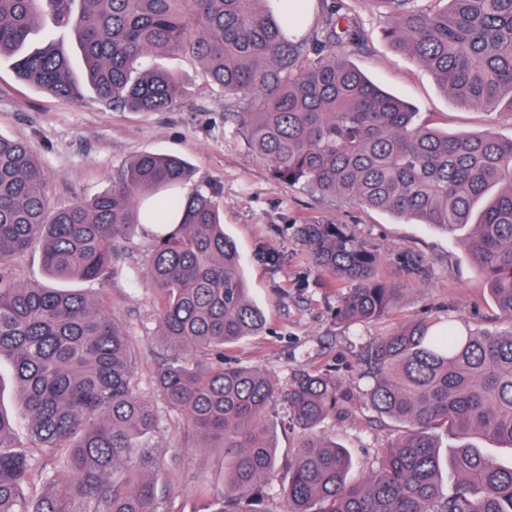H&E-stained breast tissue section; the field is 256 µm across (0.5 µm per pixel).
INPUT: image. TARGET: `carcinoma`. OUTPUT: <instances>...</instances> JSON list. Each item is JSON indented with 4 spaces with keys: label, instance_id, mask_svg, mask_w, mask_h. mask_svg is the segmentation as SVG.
Wrapping results in <instances>:
<instances>
[{
    "label": "carcinoma",
    "instance_id": "1",
    "mask_svg": "<svg viewBox=\"0 0 512 512\" xmlns=\"http://www.w3.org/2000/svg\"><path fill=\"white\" fill-rule=\"evenodd\" d=\"M0 0V58L24 83L77 103L162 112L178 77L161 54L197 59L224 95L255 100L238 130L272 175L322 197L432 224L473 228L469 255L499 312L512 321V138L491 130L448 134L418 121L409 104L374 86L336 45L359 32L330 18L323 39L296 40L304 15L279 0ZM394 48L425 66L463 106L512 112V0H377ZM79 48L85 81L64 45L24 47L45 9ZM189 166L143 152L112 190L55 207L49 177L24 141L0 136V359L9 360L18 409L38 454L13 449L14 417L0 410V512H174L155 478L149 441L154 393L182 418L196 448L224 450V491L213 512H271L264 487L284 472L280 512H512V465L471 443L512 449V329L463 330L418 320L359 353L356 389L329 370H298L288 384L248 366L224 365V347L256 335L264 312L250 299L235 242L212 196L187 188ZM181 217L154 238L142 277L154 290L157 340L180 353L150 364L104 293L24 283L18 263L34 246L48 279L103 284L121 244L142 224ZM313 263L348 284L336 318L383 316L400 289L377 273L380 258L344 224H303ZM276 402L298 432L275 453ZM399 425L376 467L351 481L347 448L318 427L344 423L358 405ZM459 441L447 458L439 435ZM457 478L441 493L442 468Z\"/></svg>",
    "mask_w": 512,
    "mask_h": 512
}]
</instances>
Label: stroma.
<instances>
[{
    "instance_id": "35a3bbf8",
    "label": "stroma",
    "mask_w": 512,
    "mask_h": 512,
    "mask_svg": "<svg viewBox=\"0 0 512 512\" xmlns=\"http://www.w3.org/2000/svg\"><path fill=\"white\" fill-rule=\"evenodd\" d=\"M377 0H314L303 34L322 32L333 15H348L363 34L360 44L343 43L340 53L375 84L410 103L424 122L452 133L486 129L512 138V112L489 113L462 107L441 91L429 70L412 56L394 50L386 37ZM175 73L181 92L163 112H129L103 105L93 95L69 104L24 85L9 59L0 60V135L27 142L47 170L54 205L64 207L112 187L117 172L143 152L173 154L190 166V184L213 195L234 240L252 301L267 317L263 330L224 350V359L246 365L288 383L299 369L327 368L350 383L358 381L363 345L421 318L451 319L473 330L512 329L499 317L484 280L472 266L468 230L452 234L386 211L358 206L336 196L323 198L304 185L273 178L268 166L251 153L238 130L235 113L246 101L226 98L211 85L191 57H158ZM302 224H344L381 258L378 274L400 287L392 308L365 323L344 325L335 318L340 287L317 268L297 233ZM153 243L145 227L122 247V259L107 295L144 360L171 351L156 343L146 315L153 290L140 280ZM416 254L426 272L409 274L403 260ZM160 428L152 444L169 482L167 495L176 512H209L220 490L223 451L193 448L181 431L182 418L158 405ZM351 453V479L375 468L384 448L398 436L396 425L379 421L374 410L356 409L352 419L325 422Z\"/></svg>"
}]
</instances>
